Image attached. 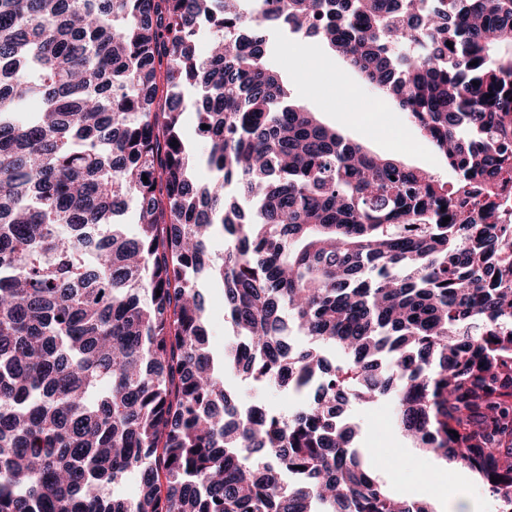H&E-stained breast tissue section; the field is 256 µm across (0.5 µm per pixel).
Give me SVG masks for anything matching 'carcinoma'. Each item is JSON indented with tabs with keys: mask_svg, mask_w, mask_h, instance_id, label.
<instances>
[{
	"mask_svg": "<svg viewBox=\"0 0 512 512\" xmlns=\"http://www.w3.org/2000/svg\"><path fill=\"white\" fill-rule=\"evenodd\" d=\"M239 2L0 0V512H435L351 447L345 406L391 389L416 447L512 512V56L489 55L512 0ZM272 26L326 43L454 182L291 103ZM205 272L235 369L306 398L288 416L238 412ZM202 288L210 321L209 342L216 353H222L227 337L233 334L224 316V294L218 285L212 283H205Z\"/></svg>",
	"mask_w": 512,
	"mask_h": 512,
	"instance_id": "carcinoma-1",
	"label": "carcinoma"
}]
</instances>
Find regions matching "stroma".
I'll return each instance as SVG.
<instances>
[{
	"instance_id": "obj_1",
	"label": "stroma",
	"mask_w": 512,
	"mask_h": 512,
	"mask_svg": "<svg viewBox=\"0 0 512 512\" xmlns=\"http://www.w3.org/2000/svg\"><path fill=\"white\" fill-rule=\"evenodd\" d=\"M271 62L289 81L292 100L318 112L326 124L376 153L450 180L445 160L408 124L404 112L390 105L379 106L376 89L318 38L273 35ZM232 387L242 403L261 404L278 416L288 415L294 406L287 393L255 385L243 374L234 378ZM349 416L358 427L354 447L390 488L430 501L436 512H448V501L439 488L455 487L479 505L480 512H494V503L474 472L415 447L397 426L389 399L352 404ZM427 471L436 472V484L423 485Z\"/></svg>"
}]
</instances>
